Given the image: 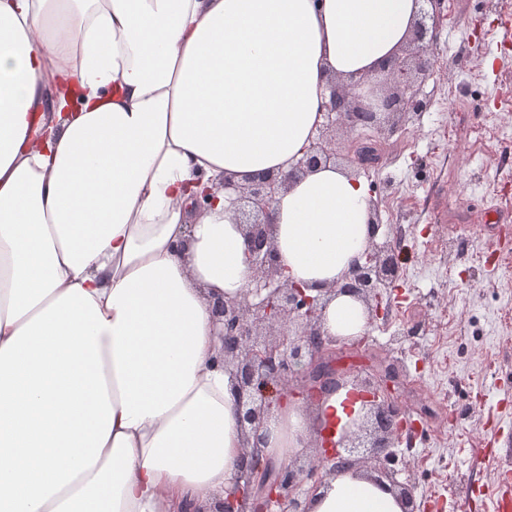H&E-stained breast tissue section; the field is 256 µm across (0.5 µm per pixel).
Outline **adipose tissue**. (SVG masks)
<instances>
[{
	"mask_svg": "<svg viewBox=\"0 0 512 512\" xmlns=\"http://www.w3.org/2000/svg\"><path fill=\"white\" fill-rule=\"evenodd\" d=\"M418 0H0V512H198L246 452L214 303L246 291L227 176L288 173L330 79L376 73ZM209 195L206 210L196 202ZM329 165L272 207L294 281L342 284L372 234ZM325 327L368 329L336 293ZM351 384L265 421V460L341 440ZM309 512H404L355 468Z\"/></svg>",
	"mask_w": 512,
	"mask_h": 512,
	"instance_id": "adipose-tissue-1",
	"label": "adipose tissue"
}]
</instances>
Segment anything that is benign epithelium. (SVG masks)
Wrapping results in <instances>:
<instances>
[{
	"instance_id": "1",
	"label": "benign epithelium",
	"mask_w": 512,
	"mask_h": 512,
	"mask_svg": "<svg viewBox=\"0 0 512 512\" xmlns=\"http://www.w3.org/2000/svg\"><path fill=\"white\" fill-rule=\"evenodd\" d=\"M430 20L434 16L421 9L410 37L413 64L397 54L380 68L389 91H383L371 77L329 86L324 122L293 170L265 172L241 182L226 176L217 185L234 196V220L248 243L246 263L251 272L244 296L226 297L215 305L216 322L221 326L219 358L233 369L236 414L247 447L236 492L219 502L217 512H308L307 500L323 475L344 465L365 467L387 479L399 488L407 512H417L413 489L399 483L384 466L408 424L398 403L402 397L398 374L391 367L371 379L353 382L366 393L365 418L372 438L359 435L360 423L345 441L322 443L316 463L306 468L293 461L278 467L261 463L259 447L264 418L284 397L317 398L341 379L335 358L327 357L335 352L338 338L324 330L326 295L339 290L360 299L371 324L381 315L383 289L395 287L400 260L398 241L373 240L364 256L352 263L340 288H326L314 295L312 287L293 281L279 263L270 234L272 204L299 175L335 162L336 129L352 132L363 117L365 126L374 129L373 138L385 139L401 128L408 114L427 109L417 83L432 70L435 58L436 37Z\"/></svg>"
}]
</instances>
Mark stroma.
Wrapping results in <instances>:
<instances>
[{"mask_svg":"<svg viewBox=\"0 0 512 512\" xmlns=\"http://www.w3.org/2000/svg\"><path fill=\"white\" fill-rule=\"evenodd\" d=\"M512 0H440L436 64L420 86L429 105L409 114L383 162L361 170L377 206L380 237L398 239L396 290L347 347L341 369L365 378L372 358L393 364L434 411L400 435L390 464L420 512H494L498 477L512 472V151L475 150L468 126L512 134V49L490 60L488 29ZM426 334L403 332L415 322Z\"/></svg>","mask_w":512,"mask_h":512,"instance_id":"obj_1","label":"stroma"}]
</instances>
